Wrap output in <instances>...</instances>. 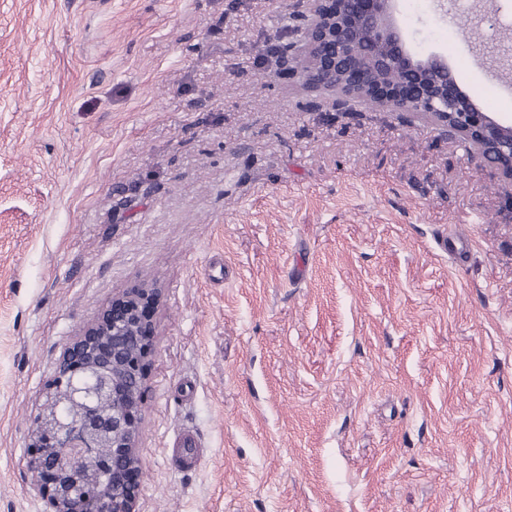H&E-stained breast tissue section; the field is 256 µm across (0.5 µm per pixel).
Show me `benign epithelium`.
Instances as JSON below:
<instances>
[{
  "instance_id": "benign-epithelium-1",
  "label": "benign epithelium",
  "mask_w": 512,
  "mask_h": 512,
  "mask_svg": "<svg viewBox=\"0 0 512 512\" xmlns=\"http://www.w3.org/2000/svg\"><path fill=\"white\" fill-rule=\"evenodd\" d=\"M309 2L301 69L309 86H333L346 98L367 93L392 111L419 113L470 142L512 181V125L463 94L444 57L421 59L408 50L394 0ZM362 27L381 48L368 68L347 51ZM158 299L154 287L127 289L61 353L31 431L29 468L48 512H137L144 467L138 439ZM73 404L81 406L76 418ZM104 442L109 455L100 454ZM73 457L87 469L70 467Z\"/></svg>"
}]
</instances>
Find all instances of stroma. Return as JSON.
I'll list each match as a JSON object with an SVG mask.
<instances>
[{
	"instance_id": "obj_1",
	"label": "stroma",
	"mask_w": 512,
	"mask_h": 512,
	"mask_svg": "<svg viewBox=\"0 0 512 512\" xmlns=\"http://www.w3.org/2000/svg\"><path fill=\"white\" fill-rule=\"evenodd\" d=\"M306 5L0 0V512H47L45 385L140 283L138 512H512V182L429 119L341 114L281 72ZM395 18L512 116L485 55L512 0Z\"/></svg>"
}]
</instances>
